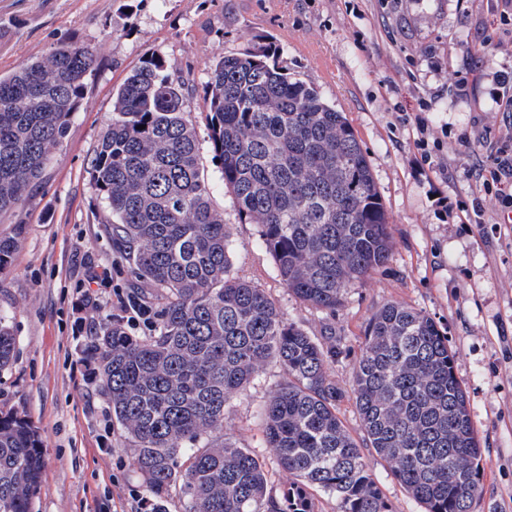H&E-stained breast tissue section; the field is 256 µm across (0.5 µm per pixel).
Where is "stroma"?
Masks as SVG:
<instances>
[{
    "label": "stroma",
    "mask_w": 512,
    "mask_h": 512,
    "mask_svg": "<svg viewBox=\"0 0 512 512\" xmlns=\"http://www.w3.org/2000/svg\"><path fill=\"white\" fill-rule=\"evenodd\" d=\"M489 21L487 0H0V72L64 40L99 51L82 107L26 202L24 224L0 215V235L18 236L0 272V313L16 337L14 362L0 372V411L25 419L38 437L36 512H130L133 495L150 494L118 423L84 409L76 353L90 342L71 306L74 271L87 255L115 262L114 287L141 286L90 176L112 118V90L146 55L168 59L201 86L216 60L268 42L279 46L292 77L351 122L389 216L392 249L383 267L347 288L335 314L288 293L258 225L241 223L224 187L197 95L191 117L213 200L224 210L234 272L309 335L340 336L329 373L345 389L373 312L397 301L428 313L447 333L480 439L483 491L474 512H512V235L495 233L494 210L478 224L453 213L480 194L471 169L486 155L483 126L512 136L495 103V77L468 95L448 89L449 73L474 65L469 49ZM424 98L432 102L426 112ZM401 112L424 114L454 135L470 133L472 142H449L432 166H418L396 122ZM283 380L282 368L269 363L224 410L226 436L263 457L270 497L289 481L263 426V409Z\"/></svg>",
    "instance_id": "1"
}]
</instances>
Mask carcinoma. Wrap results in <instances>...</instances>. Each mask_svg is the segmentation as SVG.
I'll return each instance as SVG.
<instances>
[{"label": "carcinoma", "instance_id": "carcinoma-1", "mask_svg": "<svg viewBox=\"0 0 512 512\" xmlns=\"http://www.w3.org/2000/svg\"><path fill=\"white\" fill-rule=\"evenodd\" d=\"M272 44L209 68L208 137L241 219L260 228L282 284L331 315L347 288L385 265L389 217L344 113L292 78ZM96 48L63 42L0 74V213L22 211L86 96ZM142 58L113 94L92 183L142 282L164 299L151 334L100 324L99 392L135 449L136 470L165 512H314L312 491L339 512H393L365 450L424 512H473L482 453L448 336L421 310L390 302L368 319L350 391L328 372L337 344L287 321L265 291L232 270L224 210L200 159L193 80ZM17 239L0 236V271ZM16 339L0 317V372ZM285 381L263 416L267 447L292 476L265 498L264 461L224 436V409L269 362ZM350 399L362 434L344 425ZM195 442L194 448L184 447ZM41 451L22 419L0 415V512H34Z\"/></svg>", "mask_w": 512, "mask_h": 512}]
</instances>
